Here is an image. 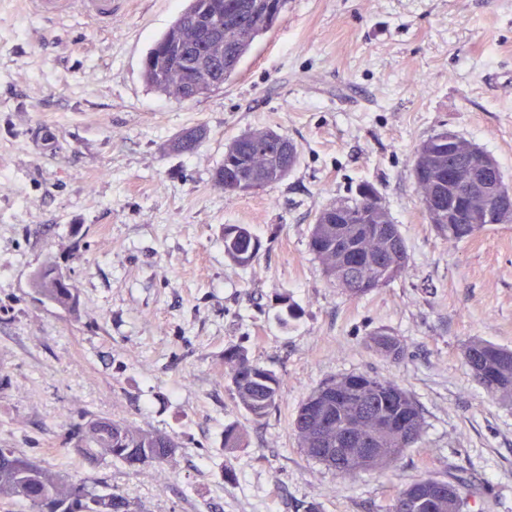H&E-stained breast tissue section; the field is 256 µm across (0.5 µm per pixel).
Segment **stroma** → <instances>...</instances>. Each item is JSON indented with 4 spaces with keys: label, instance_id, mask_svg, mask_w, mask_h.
<instances>
[{
    "label": "stroma",
    "instance_id": "obj_1",
    "mask_svg": "<svg viewBox=\"0 0 512 512\" xmlns=\"http://www.w3.org/2000/svg\"><path fill=\"white\" fill-rule=\"evenodd\" d=\"M185 0H122L111 27L46 20L0 0V448L117 489L142 512H386L423 475L464 482L469 512H512V408L461 349H512V223L457 245L429 224L412 175L444 130L488 151L512 187V0H288L235 79L195 101L146 88L141 67ZM201 128L190 154L171 148ZM271 128L298 162L226 196L213 175L243 132ZM376 187L407 246L401 277L352 298L310 252L318 212ZM261 241L248 266L224 227ZM54 263L75 312L44 300ZM398 336L392 359L371 332ZM239 345L281 380L261 419L224 364ZM397 381L425 429L391 467L340 482L291 423L322 382ZM95 415L174 436L162 467L86 464L66 443ZM234 424L244 444L224 449ZM260 240L248 225L228 224L224 227V254L234 263L247 266L258 255ZM58 268L55 265H45L32 278V287L45 300L58 308L72 313L76 309V288L68 281L56 277ZM367 344L373 351L386 357L396 359L403 353L401 340L385 330L370 334Z\"/></svg>",
    "mask_w": 512,
    "mask_h": 512
}]
</instances>
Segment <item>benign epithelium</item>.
Masks as SVG:
<instances>
[{"instance_id":"7a95c632","label":"benign epithelium","mask_w":512,"mask_h":512,"mask_svg":"<svg viewBox=\"0 0 512 512\" xmlns=\"http://www.w3.org/2000/svg\"><path fill=\"white\" fill-rule=\"evenodd\" d=\"M448 155L459 159V164L444 169L432 163L417 170V175L430 177V183H448V192L454 191L459 180H464L463 191L448 198V209L431 201V215L450 224H472L476 227L485 224H499L512 218V190L503 187L497 176L495 160L469 145L462 147L460 139L448 132Z\"/></svg>"}]
</instances>
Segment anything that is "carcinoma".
Segmentation results:
<instances>
[{
	"instance_id": "1",
	"label": "carcinoma",
	"mask_w": 512,
	"mask_h": 512,
	"mask_svg": "<svg viewBox=\"0 0 512 512\" xmlns=\"http://www.w3.org/2000/svg\"><path fill=\"white\" fill-rule=\"evenodd\" d=\"M288 0H187L186 7L148 50L141 71L147 88L175 99L190 101L207 96L231 82L256 39L270 31ZM199 128L184 130L173 144L178 153H191L200 144ZM288 138L271 129L246 132L224 152L214 174L215 185L227 196L284 180L295 167L298 149L286 156L280 145ZM378 194L368 183L336 205L319 211L309 247L321 260L328 278L351 297L382 288L406 271L405 240L389 212L378 213L362 205L364 191ZM340 210L357 215L356 224H326L324 214ZM437 231L455 245L473 236L470 224H438ZM260 240L245 224L224 225V254L247 266L258 255ZM49 264L32 278V288L45 300L72 313L76 288L56 277ZM375 352L390 358L403 353L401 340L382 330L367 339ZM462 356L477 382L492 398L512 405V351L472 340ZM224 363L239 405L253 418L264 417L280 396L281 380L251 360L241 346L224 350ZM293 432L307 457L350 480L362 472L381 470L396 463L415 447L424 432V419L410 393L392 379L350 374L327 380L300 405ZM358 448H377L368 460L327 455L328 448H345L347 439ZM243 431L224 429V449L242 446ZM70 445L91 464L107 458L130 467H160L179 448L174 437L136 429L123 420L89 418L70 433ZM408 488L392 498L387 512H463L466 498L437 499L428 503L405 500ZM22 498L36 512H138L127 495L99 490L35 460L0 448V500Z\"/></svg>"
}]
</instances>
